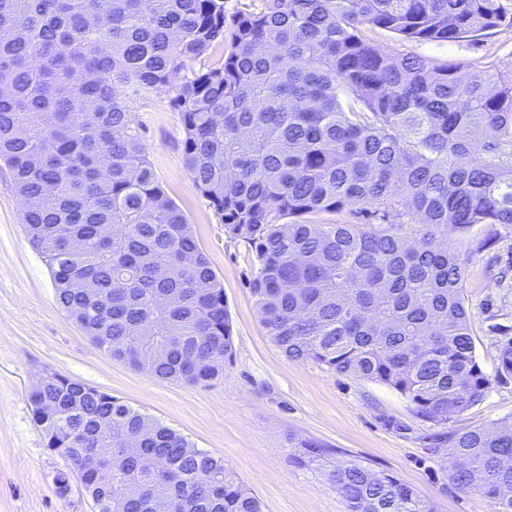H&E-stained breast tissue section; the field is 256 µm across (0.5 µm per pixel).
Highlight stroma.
Here are the masks:
<instances>
[{"label": "stroma", "instance_id": "obj_1", "mask_svg": "<svg viewBox=\"0 0 512 512\" xmlns=\"http://www.w3.org/2000/svg\"><path fill=\"white\" fill-rule=\"evenodd\" d=\"M367 39L389 53L476 68L512 71V27L455 43L403 41L381 29ZM170 95L154 90L132 104L155 174L186 215L224 286L234 355L209 386L162 382L96 347L55 302L51 272L29 243L22 206L8 171L0 169V512H95L79 479L67 496L54 477L67 461L50 452L28 396L37 378L59 373L118 398L175 429L197 449L223 458L262 502L264 512H344L324 476L327 465L362 460L397 476L434 512H490L449 478L448 437L462 429L512 421V379L448 424L419 419L391 388L288 359L261 324L248 288L256 264L250 248L224 232L182 159L180 117ZM512 228L474 255L464 288L477 358L497 365L498 342L512 336ZM334 448L328 461H292V443Z\"/></svg>", "mask_w": 512, "mask_h": 512}]
</instances>
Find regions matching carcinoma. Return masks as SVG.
Returning a JSON list of instances; mask_svg holds the SVG:
<instances>
[{"label":"carcinoma","instance_id":"carcinoma-1","mask_svg":"<svg viewBox=\"0 0 512 512\" xmlns=\"http://www.w3.org/2000/svg\"><path fill=\"white\" fill-rule=\"evenodd\" d=\"M225 25L224 0H0V166L56 304L161 381L206 385L232 360L223 284L130 112L165 88L186 171L255 254L249 288L280 351L448 424L512 375V337L495 373L480 365L464 296L473 255L512 227V74L390 54L363 30L453 43L512 27V7L261 0ZM352 206L376 228L310 220ZM29 400L52 426L46 447L71 462L61 496L75 474L97 512H262L224 459L107 392L49 373ZM332 453L302 442L292 458ZM448 456L465 461L452 483L512 512V421L451 434ZM325 476L346 512H433L359 460Z\"/></svg>","mask_w":512,"mask_h":512}]
</instances>
